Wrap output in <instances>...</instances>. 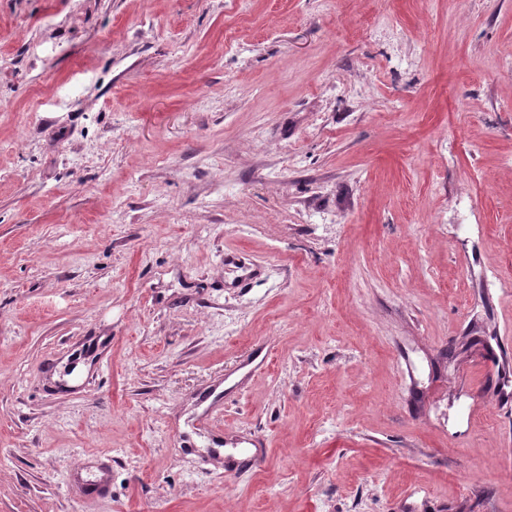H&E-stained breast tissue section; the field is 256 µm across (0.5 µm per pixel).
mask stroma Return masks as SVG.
<instances>
[{"label":"stroma","instance_id":"obj_1","mask_svg":"<svg viewBox=\"0 0 512 512\" xmlns=\"http://www.w3.org/2000/svg\"><path fill=\"white\" fill-rule=\"evenodd\" d=\"M509 379L512 0H0V512H512Z\"/></svg>","mask_w":512,"mask_h":512}]
</instances>
